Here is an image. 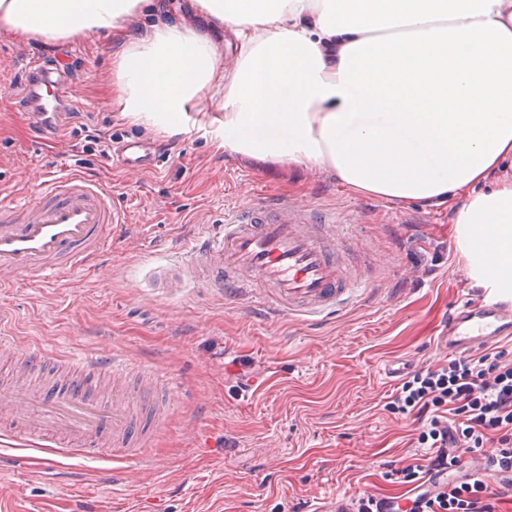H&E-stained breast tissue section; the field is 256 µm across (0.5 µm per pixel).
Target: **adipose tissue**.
I'll use <instances>...</instances> for the list:
<instances>
[{
  "instance_id": "1",
  "label": "adipose tissue",
  "mask_w": 512,
  "mask_h": 512,
  "mask_svg": "<svg viewBox=\"0 0 512 512\" xmlns=\"http://www.w3.org/2000/svg\"><path fill=\"white\" fill-rule=\"evenodd\" d=\"M150 2L0 0V30L111 33L115 104L156 134L193 127L228 155L451 209L470 287L512 303V0H196L235 35L230 70L193 30L131 35ZM217 93L224 116L212 119Z\"/></svg>"
}]
</instances>
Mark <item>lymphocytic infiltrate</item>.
<instances>
[{"mask_svg":"<svg viewBox=\"0 0 512 512\" xmlns=\"http://www.w3.org/2000/svg\"><path fill=\"white\" fill-rule=\"evenodd\" d=\"M385 411L414 417L423 462L398 469L401 483L418 488L411 512H499L512 490V350L496 347L410 372ZM492 455H485V448ZM484 457V473L453 484L443 475L464 457Z\"/></svg>","mask_w":512,"mask_h":512,"instance_id":"lymphocytic-infiltrate-1","label":"lymphocytic infiltrate"}]
</instances>
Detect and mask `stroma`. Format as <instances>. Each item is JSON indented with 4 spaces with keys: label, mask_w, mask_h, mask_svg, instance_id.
I'll list each match as a JSON object with an SVG mask.
<instances>
[{
    "label": "stroma",
    "mask_w": 512,
    "mask_h": 512,
    "mask_svg": "<svg viewBox=\"0 0 512 512\" xmlns=\"http://www.w3.org/2000/svg\"><path fill=\"white\" fill-rule=\"evenodd\" d=\"M132 31L156 23L205 28L194 0H160ZM109 36L22 43L0 31V193L34 196L47 173L74 166L131 200L118 249L94 271L0 290V331L41 355L34 376L56 375L66 349L122 352L180 386L138 458L94 459L52 443H0V512H278L331 497L385 496L388 477L420 456L416 424L383 406L407 371L441 360L448 315L481 300L461 270L448 210L392 205L343 189L330 170L228 157L199 132L158 136L112 104ZM69 66L74 107L36 133L22 94L31 60ZM140 141L165 162L145 174L74 149L83 127ZM335 211L344 243L374 290L335 320L269 317L250 300L224 301L193 282L164 281L183 266L195 233L258 193Z\"/></svg>",
    "instance_id": "stroma-1"
}]
</instances>
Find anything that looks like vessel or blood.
<instances>
[{"label":"vessel or blood","instance_id":"vessel-or-blood-1","mask_svg":"<svg viewBox=\"0 0 512 512\" xmlns=\"http://www.w3.org/2000/svg\"><path fill=\"white\" fill-rule=\"evenodd\" d=\"M32 75L53 88V112H60L63 83L51 80L40 61ZM115 160L144 172L159 165L157 155L136 141L120 146ZM127 204L84 173L61 170L43 181L29 201L0 198V287L40 278L58 280L79 268L97 266L125 222ZM336 217L314 206L294 207L262 196L224 214V229L192 252L185 278L216 290L227 301L247 293L263 311L318 323L339 314L367 285L346 266L336 243ZM512 341V304H463L439 345L452 355L476 353ZM58 363L79 374L120 384L128 368L119 355L69 352ZM0 417L21 425L44 442L75 441L78 454L96 457L110 447L113 457L133 458L134 414L124 395L88 396L80 386L46 396L24 386L0 385Z\"/></svg>","mask_w":512,"mask_h":512}]
</instances>
